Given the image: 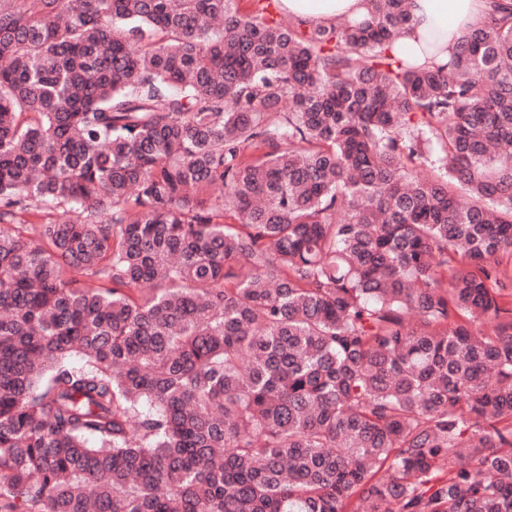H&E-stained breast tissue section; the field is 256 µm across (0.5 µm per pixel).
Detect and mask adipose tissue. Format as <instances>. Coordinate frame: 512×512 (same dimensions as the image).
<instances>
[{"label": "adipose tissue", "instance_id": "ef3b65f1", "mask_svg": "<svg viewBox=\"0 0 512 512\" xmlns=\"http://www.w3.org/2000/svg\"><path fill=\"white\" fill-rule=\"evenodd\" d=\"M281 9L293 20L310 27H326L341 19L363 22L369 19L370 0H280ZM410 20L392 45L394 54L424 63V39L433 29L445 34L442 47L453 51L454 36L468 26H478L487 14L485 0H409Z\"/></svg>", "mask_w": 512, "mask_h": 512}]
</instances>
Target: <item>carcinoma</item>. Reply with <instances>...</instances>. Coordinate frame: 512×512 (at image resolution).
Masks as SVG:
<instances>
[{
	"mask_svg": "<svg viewBox=\"0 0 512 512\" xmlns=\"http://www.w3.org/2000/svg\"><path fill=\"white\" fill-rule=\"evenodd\" d=\"M235 3L0 0V512H512V0ZM281 10L310 27H326L346 19L364 22L370 18V0H280ZM408 1L410 20L391 50L396 55L416 59L417 64L426 61L421 46H424V38L430 30L440 29L445 33L442 48L448 57L455 50L452 38L468 25H480L487 14L485 0Z\"/></svg>",
	"mask_w": 512,
	"mask_h": 512,
	"instance_id": "cac0c4a2",
	"label": "carcinoma"
}]
</instances>
